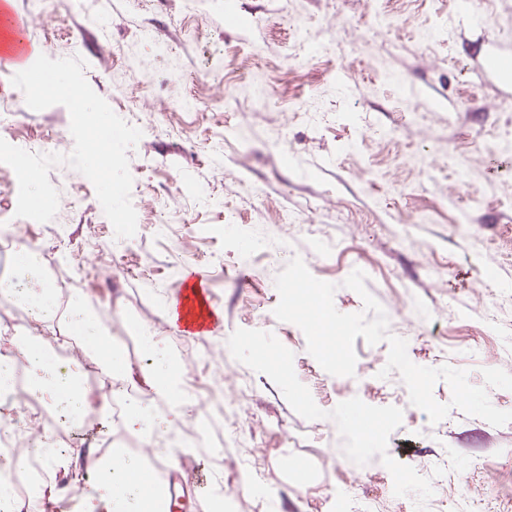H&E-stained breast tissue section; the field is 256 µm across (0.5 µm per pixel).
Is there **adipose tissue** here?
<instances>
[{"label": "adipose tissue", "mask_w": 512, "mask_h": 512, "mask_svg": "<svg viewBox=\"0 0 512 512\" xmlns=\"http://www.w3.org/2000/svg\"><path fill=\"white\" fill-rule=\"evenodd\" d=\"M141 334L150 354L147 369L141 375H134L123 353L110 348L96 360L100 387L95 393L79 389L75 384L82 369L80 361L73 359L64 365L52 363V346L44 337H35L21 345L13 337L0 336V350L7 352L11 361L25 364L31 377L30 393L41 398L50 397L60 409L63 424L74 423L76 417L84 413H94L105 439L112 434L114 393L124 384L139 380L145 396L168 402L169 414L157 419L135 409L128 413L126 425L148 439L160 441L174 430L175 420L185 415L189 400L170 375L168 356L157 349L150 328L142 327ZM38 444L47 467L54 474L53 480L43 486L26 508L0 500V512H54L70 486L78 482L92 490L88 512H154V501L141 476L142 464L138 457L127 455L120 449L114 450L111 457H103L95 442L60 448L48 431L42 434Z\"/></svg>", "instance_id": "obj_1"}]
</instances>
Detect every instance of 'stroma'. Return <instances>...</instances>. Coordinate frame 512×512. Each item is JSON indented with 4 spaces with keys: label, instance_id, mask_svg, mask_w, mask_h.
<instances>
[{
    "label": "stroma",
    "instance_id": "stroma-1",
    "mask_svg": "<svg viewBox=\"0 0 512 512\" xmlns=\"http://www.w3.org/2000/svg\"><path fill=\"white\" fill-rule=\"evenodd\" d=\"M30 44L79 56L92 89L143 136L129 151L137 231L116 238L91 181L51 168L48 222L16 216L18 182L0 163V228L82 269L80 292L111 311L119 341L149 326L187 352L183 385L209 401L171 439L199 471L180 512H512V423L413 406L389 345L356 338L355 374L324 371L295 324L276 319V274L300 256L335 284L368 291L420 366L483 385L512 373V0H14ZM236 10L242 25L226 28ZM0 61V138L71 153L70 114L27 107ZM418 87L406 98L400 82ZM216 313L188 335L165 302L188 271ZM359 406L371 449L357 451L337 409Z\"/></svg>",
    "mask_w": 512,
    "mask_h": 512
}]
</instances>
